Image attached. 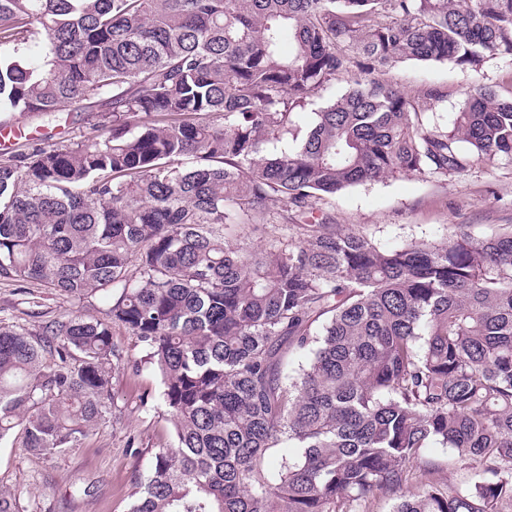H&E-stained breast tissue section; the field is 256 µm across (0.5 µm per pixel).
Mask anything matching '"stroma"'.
I'll use <instances>...</instances> for the list:
<instances>
[{"label": "stroma", "instance_id": "35a3bbf8", "mask_svg": "<svg viewBox=\"0 0 512 512\" xmlns=\"http://www.w3.org/2000/svg\"><path fill=\"white\" fill-rule=\"evenodd\" d=\"M386 77L411 92L427 84L440 87L446 99L436 110L449 117L464 106L475 84L512 90V58L488 59L476 70L410 61L390 68ZM101 122L96 113L68 105L47 117L23 118L20 125L24 133H37L41 143L57 147L100 134ZM317 208L342 229L365 234L385 248L411 241L446 242L455 224L487 237L512 225V161L477 165L449 180L398 175L350 187L318 201ZM106 310L100 296L79 303L48 288L23 289L0 278V320L9 324L34 330L40 322L74 315L101 319ZM112 394L118 422L102 425L63 455L39 456L17 440L1 445L0 491L14 494L24 507L37 503V512H128L133 473L146 470L154 452L171 444L173 428L149 371L119 370Z\"/></svg>", "mask_w": 512, "mask_h": 512}]
</instances>
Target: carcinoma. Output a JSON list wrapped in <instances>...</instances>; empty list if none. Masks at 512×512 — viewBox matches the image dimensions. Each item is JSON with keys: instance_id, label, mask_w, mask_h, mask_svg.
I'll list each match as a JSON object with an SVG mask.
<instances>
[{"instance_id": "obj_1", "label": "carcinoma", "mask_w": 512, "mask_h": 512, "mask_svg": "<svg viewBox=\"0 0 512 512\" xmlns=\"http://www.w3.org/2000/svg\"><path fill=\"white\" fill-rule=\"evenodd\" d=\"M498 55L512 0H0V123L112 117L0 154V278L109 298L105 320L0 321V443L62 455L112 417L118 323L174 430L130 512L512 509V226L383 248L308 219L352 186L511 158L512 97L477 84L441 123L439 88L375 77ZM247 223L300 237L247 251L226 237ZM438 446L470 483L432 479ZM348 80L347 77H342L332 82L330 85L318 89L311 98V105H308L303 112L298 114V124L302 127L310 125L315 117L313 112H317L319 107L323 106L324 103L342 93L348 87ZM100 113L97 112H75L73 107L65 105L60 112H55L48 117H26L20 119V126H0V147L13 143L14 137L19 134L20 127L24 133H33L41 143L52 147L69 145L87 137L101 133ZM42 125L40 132L34 130Z\"/></svg>"}]
</instances>
